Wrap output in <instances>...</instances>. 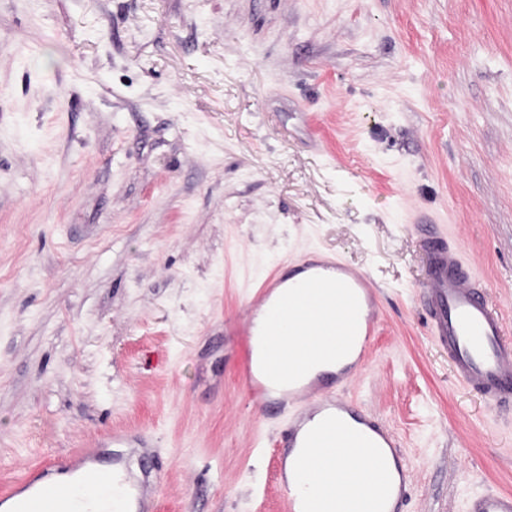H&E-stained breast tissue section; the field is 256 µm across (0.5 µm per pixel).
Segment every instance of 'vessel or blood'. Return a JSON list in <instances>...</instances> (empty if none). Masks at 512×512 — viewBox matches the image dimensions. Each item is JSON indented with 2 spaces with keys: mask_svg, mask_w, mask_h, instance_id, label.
<instances>
[{
  "mask_svg": "<svg viewBox=\"0 0 512 512\" xmlns=\"http://www.w3.org/2000/svg\"><path fill=\"white\" fill-rule=\"evenodd\" d=\"M427 254V274L420 305L434 341L447 351L456 376L491 406L512 408V335L487 285L451 248L430 218L420 219ZM295 280L267 278L247 303L248 328L239 344L236 369L251 389L257 412L277 410L288 416V427L277 443V460L292 459L293 477L284 485L288 512H334L336 494L345 483L336 470V448H356L373 463L392 458L393 474L379 491L350 497L348 512H402L412 481L411 470L394 434L364 408L340 394L351 376L350 367L335 374L306 380L304 372L315 359L344 350L349 324L358 320L357 362H364L378 333L377 301L369 277L343 262L327 258L298 263ZM269 323L288 321L299 346L286 350L268 337L257 336L258 314ZM280 378L279 391L259 390L258 376ZM127 433L112 435L114 451L108 469L97 468L96 449L82 455L86 465L69 486L25 479L30 493L17 512H103L104 490L112 492V512H143L148 485L159 476L133 479L123 451ZM466 512H512V492L484 491L472 496Z\"/></svg>",
  "mask_w": 512,
  "mask_h": 512,
  "instance_id": "vessel-or-blood-1",
  "label": "vessel or blood"
}]
</instances>
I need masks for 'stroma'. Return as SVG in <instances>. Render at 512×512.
<instances>
[{"mask_svg": "<svg viewBox=\"0 0 512 512\" xmlns=\"http://www.w3.org/2000/svg\"><path fill=\"white\" fill-rule=\"evenodd\" d=\"M422 213L512 326V0H0V495L127 430L148 512H288L225 325L322 255L378 297L343 394L407 512L512 491V411L418 308Z\"/></svg>", "mask_w": 512, "mask_h": 512, "instance_id": "1", "label": "stroma"}]
</instances>
